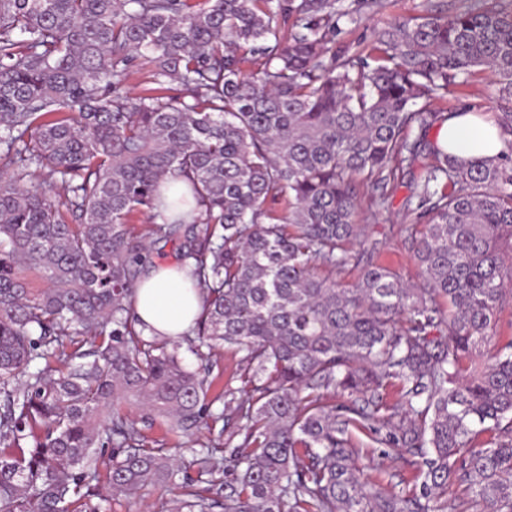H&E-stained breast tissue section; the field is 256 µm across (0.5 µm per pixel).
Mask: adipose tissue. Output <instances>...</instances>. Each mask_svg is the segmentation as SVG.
Instances as JSON below:
<instances>
[{
	"mask_svg": "<svg viewBox=\"0 0 512 512\" xmlns=\"http://www.w3.org/2000/svg\"><path fill=\"white\" fill-rule=\"evenodd\" d=\"M437 142L465 160L496 157L503 147L498 124L466 109L443 124ZM133 308L146 334L175 338L193 326L202 310V296L177 266L158 265L138 284Z\"/></svg>",
	"mask_w": 512,
	"mask_h": 512,
	"instance_id": "1",
	"label": "adipose tissue"
}]
</instances>
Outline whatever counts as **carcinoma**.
I'll return each instance as SVG.
<instances>
[{"mask_svg":"<svg viewBox=\"0 0 512 512\" xmlns=\"http://www.w3.org/2000/svg\"><path fill=\"white\" fill-rule=\"evenodd\" d=\"M384 7L0 0V512H100L102 475L115 494L175 480L145 430L188 432L208 402L224 455L206 444L193 463L224 481L202 494L183 477L176 512H512V338L475 359L512 306V112L495 161L426 140L460 77L512 102V3L336 50L341 19ZM139 54L154 87L132 95ZM414 168L407 283L354 241L358 188L379 210ZM151 237L177 244L203 294L177 339L144 338L132 313ZM353 267L354 285L336 280ZM184 344L241 355L244 396H209ZM45 357L59 378L30 371ZM361 434L413 457L419 491L362 481ZM453 483L469 498L448 502Z\"/></svg>","mask_w":512,"mask_h":512,"instance_id":"obj_1","label":"carcinoma"}]
</instances>
